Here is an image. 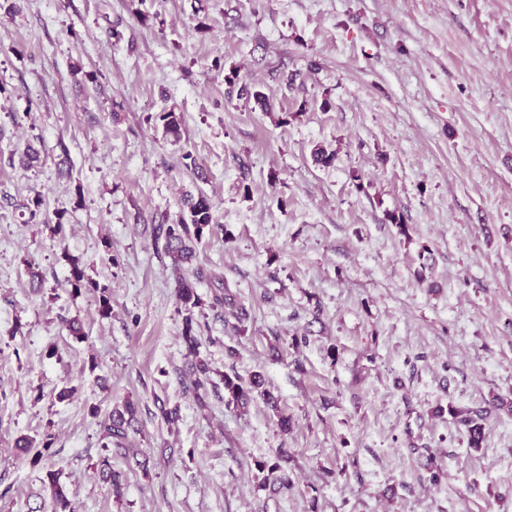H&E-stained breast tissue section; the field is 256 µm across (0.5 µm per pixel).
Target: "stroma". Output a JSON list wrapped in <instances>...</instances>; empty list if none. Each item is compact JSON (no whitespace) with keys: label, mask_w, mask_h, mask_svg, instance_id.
<instances>
[{"label":"stroma","mask_w":512,"mask_h":512,"mask_svg":"<svg viewBox=\"0 0 512 512\" xmlns=\"http://www.w3.org/2000/svg\"><path fill=\"white\" fill-rule=\"evenodd\" d=\"M199 190L223 229L198 263L248 313L198 312L200 355L261 373L289 432L197 403L159 227ZM127 398L150 462L113 455L118 501L98 417ZM50 470L75 512H512V0H0V512ZM71 278L69 280L73 292L78 295L82 290L93 291L97 294L98 311L101 317H110L112 315V296L108 287L100 286L93 281L84 267H81L78 259H70ZM487 413V410H471V411H454L452 415L454 418L458 419V422L464 425L467 428L469 433L470 441L472 444H478V441L481 436V424L480 420H483L484 413ZM51 435H47L41 442L36 443V439L22 436L17 440V447L21 448L26 455H30V463L37 466L52 446ZM41 445V446H40Z\"/></svg>","instance_id":"1"}]
</instances>
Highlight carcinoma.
I'll return each instance as SVG.
<instances>
[{
	"label": "carcinoma",
	"instance_id": "carcinoma-1",
	"mask_svg": "<svg viewBox=\"0 0 512 512\" xmlns=\"http://www.w3.org/2000/svg\"><path fill=\"white\" fill-rule=\"evenodd\" d=\"M186 210L182 211L179 220L175 224H168L162 230L164 233V252L172 260V269L178 281L177 301L180 310L184 311L182 321L181 338L185 345L187 355L192 357L189 364L190 374L195 376L194 386L197 390H206L207 385L213 384L212 375L217 373L209 362L200 357V330L199 324L194 317L195 309L204 305V300L196 291V283L203 276V269L200 266H193L197 259L196 245L214 233L219 227L216 217V205L213 199L205 193L200 192L196 196H189L184 201ZM71 278L70 285L75 294L89 290L97 294L98 311L100 316L109 317L112 315V296L108 287L101 286L93 281L79 260L70 259ZM224 383V391L229 395L228 403L239 407H246L255 397H262L272 409L277 411L278 426L286 433L290 428V419L287 415L278 411L277 400L266 390L261 389L260 376L253 375L245 380L236 375L231 377L227 374H220ZM137 404L127 399L115 405L111 413L101 424L102 438L106 439L104 447L115 444L117 452L126 454L130 449L124 447L128 436V429L135 420ZM451 415L458 419V422L467 428L472 444H478L481 436L480 420L484 418L481 410L451 411ZM52 446L51 436H46L41 442L36 439L22 436L17 440V447L30 456V463L38 465ZM96 467L99 468L103 478L110 483L112 496L119 500L124 495V484L120 475L112 471L110 457L100 458ZM48 489L50 491L51 512H73L72 501L68 491L58 478V473L51 471L47 474Z\"/></svg>",
	"mask_w": 512,
	"mask_h": 512
}]
</instances>
